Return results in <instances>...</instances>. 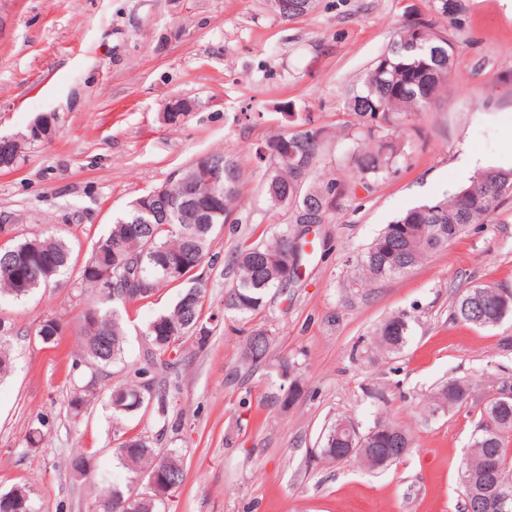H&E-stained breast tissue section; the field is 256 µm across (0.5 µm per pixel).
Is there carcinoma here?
I'll list each match as a JSON object with an SVG mask.
<instances>
[{
  "mask_svg": "<svg viewBox=\"0 0 512 512\" xmlns=\"http://www.w3.org/2000/svg\"><path fill=\"white\" fill-rule=\"evenodd\" d=\"M292 8L282 19L291 20L309 13L314 3L290 0ZM432 14L406 21L388 48L370 65L349 90L347 115L374 145L355 159L362 187L389 172L403 153L400 140L392 138L408 117L424 111L450 77L459 46L449 34L461 0H432ZM322 130L310 127L288 134L278 132L256 148V156L267 163L265 195L274 210L295 207L297 224H321L332 197L348 189L317 172ZM288 143L295 156L263 155L261 150ZM27 143L0 142V159L18 161ZM212 162L224 169V195L207 184L197 187L200 207L211 211L210 223L195 224L174 202L163 206L151 198L138 197L116 219L108 234L95 244L80 270V283L96 297L82 316V362L94 368L83 384H74L69 406L80 413L97 385V374L121 358L125 331L120 309L133 301L146 300L164 284L188 280L211 255L214 231L227 222L239 194L241 168L232 152H215L196 159L176 171L167 184L178 192L177 182L199 164ZM512 198V167L489 166L480 169L469 183L443 197L414 205L385 226L364 253L357 257L360 275L356 284L370 286L412 271L432 254L448 247L473 224L487 223ZM166 210L167 220H154L146 209ZM36 240L43 252L31 254L27 239L0 252V294L22 299L42 288L69 267L71 251L64 240L40 235ZM302 245L288 226H281L260 244L239 243L234 252L235 278L224 293V311L246 316L259 310L270 290L286 288L300 265ZM203 291L190 287L167 312L152 319L146 336L153 346L152 363L169 368L180 362L183 344H207L213 331L203 317ZM512 313V291L483 285L470 288L455 301L452 320L477 327H493ZM412 317L400 312L388 317L377 328L375 347L381 353H395L406 344ZM62 330L55 317L40 321L35 338L44 344L56 340ZM11 326L0 322V374L9 371L8 352ZM270 339L266 331L250 334L241 358L251 363L266 359ZM138 369L133 379L110 388L115 422L132 415L155 399L159 412H165V395L155 392L153 383L142 379ZM471 384L450 379L428 399L425 411L431 415L463 403ZM345 419L334 421L322 438L320 457L330 463L352 458L377 470L397 461L395 448H411V437L401 426L379 421L365 432L352 426L340 430ZM116 455L127 471L122 484H112L95 502L94 512H165L169 498L160 499L156 489H178L184 481L181 456L174 449L157 448L142 435L123 438ZM497 468L498 490L485 488L483 472ZM462 486L463 512H512V397L490 400L481 410L472 433L469 451L458 465ZM0 512H39L30 490L16 487L0 492Z\"/></svg>",
  "mask_w": 512,
  "mask_h": 512,
  "instance_id": "cac0c4a2",
  "label": "carcinoma"
}]
</instances>
